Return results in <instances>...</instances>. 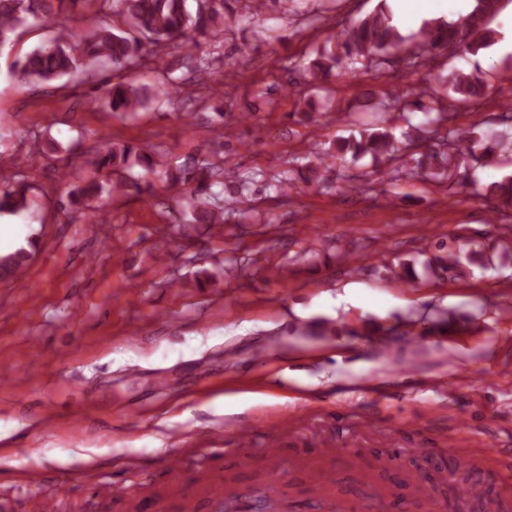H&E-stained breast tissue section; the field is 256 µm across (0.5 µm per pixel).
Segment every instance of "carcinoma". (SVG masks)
<instances>
[{"label": "carcinoma", "instance_id": "carcinoma-1", "mask_svg": "<svg viewBox=\"0 0 512 512\" xmlns=\"http://www.w3.org/2000/svg\"><path fill=\"white\" fill-rule=\"evenodd\" d=\"M58 8H53L52 2ZM497 0H477L472 12L453 23L434 22L423 27L417 34L420 52L410 56H398L404 38L392 24L391 18L380 6L377 10L353 25L341 30L336 39L328 41L313 59L299 65L298 71L308 76L305 85L310 91L319 92L331 76L348 78L356 75L357 64L365 60L378 71L386 69L416 70L425 66L427 54L445 49L448 54H471L487 48L493 42V31L485 26V18L494 13ZM229 0H0V45L12 41L18 31L29 26L53 23L57 13H70L76 7L93 10V23L82 30L65 24L56 25V34L48 42L35 48L16 61L14 75L21 85L60 79L89 83L98 92L97 101L102 107L122 116H136L149 108L153 101L170 102L179 93V84L173 76L176 66L189 67L204 72L210 60L204 54H187L178 61L167 60L159 50L181 47L182 39L212 38L224 33L235 13L228 8ZM155 56V73L158 77L156 91L135 78L113 83L99 79L105 68L111 66L135 72L148 55ZM452 92L474 102L488 94L487 80L483 73L452 70L443 80ZM437 89L429 85L418 92V99L408 100L409 94H394L372 105L374 112L385 117L389 112H406L414 106L429 115L426 133L446 145L449 152L427 153L407 168L405 175H417L432 170L451 167L454 152L464 147L470 153L480 152L482 157L492 156L499 148L512 144V116L502 115L489 123L481 133L475 127L459 128L452 125V115L443 110L431 115L433 107L425 106L420 98L435 96ZM338 151L354 159L371 156L373 161L395 159L396 148L386 130L360 133L338 144ZM213 147L205 144L198 155L184 164L162 169V161L147 151L128 144L110 140L102 143L91 164L99 178L92 179L83 187L69 192V205H86L104 195L123 194L130 187L125 179L112 180L120 170L139 166L146 175H163L166 182L175 187L183 186V192L191 203L190 224L224 223V174L207 159ZM324 158L317 155L308 162L309 176L306 183H324ZM30 186L9 177L0 179V212L17 213L28 208ZM488 194L499 204L512 207V177L493 184ZM28 254L17 251L0 258V278L8 279L27 265ZM455 471L464 472L460 483L450 485L448 494L458 505L465 502L460 488L476 490L475 468L453 459Z\"/></svg>", "mask_w": 512, "mask_h": 512}]
</instances>
